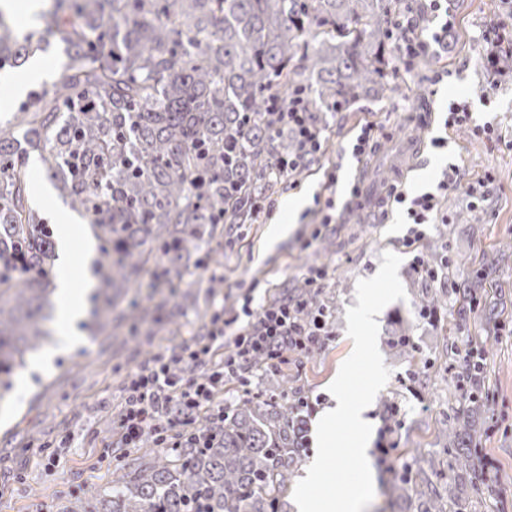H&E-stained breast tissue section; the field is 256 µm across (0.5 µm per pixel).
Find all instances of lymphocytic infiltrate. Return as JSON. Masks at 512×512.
Segmentation results:
<instances>
[{"mask_svg":"<svg viewBox=\"0 0 512 512\" xmlns=\"http://www.w3.org/2000/svg\"><path fill=\"white\" fill-rule=\"evenodd\" d=\"M497 14L484 25V66L498 71L502 56H512V0H500ZM448 0H413L388 18L397 70L413 74L417 62L448 48ZM272 118L279 128L292 130L297 139L293 154L278 157L260 176L278 183L306 165L320 152L324 139L309 113L297 104L282 105L279 93L268 96ZM459 168L449 165L436 191L409 195L403 186L389 190L390 203L402 207L410 232L421 238L422 225L444 218L441 199L457 190ZM305 300L274 297L253 311L242 305L239 313L225 315L214 307L203 333L157 352L147 363L129 371L121 390V408L113 422V441L104 447L99 462L111 461L113 450L129 454L145 439L158 448H205L224 426V405L216 397L228 384L243 396H253L258 370H276L293 354L323 348L332 338L330 312L319 306L312 320H304ZM206 417L208 428L197 427Z\"/></svg>","mask_w":512,"mask_h":512,"instance_id":"obj_1","label":"lymphocytic infiltrate"}]
</instances>
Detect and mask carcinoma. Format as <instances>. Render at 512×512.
Instances as JSON below:
<instances>
[{
	"instance_id": "obj_1",
	"label": "carcinoma",
	"mask_w": 512,
	"mask_h": 512,
	"mask_svg": "<svg viewBox=\"0 0 512 512\" xmlns=\"http://www.w3.org/2000/svg\"><path fill=\"white\" fill-rule=\"evenodd\" d=\"M61 35L67 57L61 87L24 106L22 147L14 124L0 125V388L44 328L54 293L52 230L29 203V150L60 196L94 216L97 253L90 317L99 331L151 310L128 297L153 270V288H173L183 261L213 239L218 225L242 224L224 190L255 187L259 172L295 143L274 134L267 95L298 96L305 111L347 110L383 90L390 50L385 0H54L41 15ZM48 46L18 41L0 12V66ZM25 272H20L17 262ZM492 258L469 270L457 302L484 301ZM442 289H425L434 311ZM391 346L413 349L409 329ZM286 404L249 400L224 416L210 448H161L145 467L123 473L109 492L78 499L72 512H288L298 471L300 431ZM483 420L477 400L441 431L472 474L471 444ZM407 479L387 486L389 512H401Z\"/></svg>"
}]
</instances>
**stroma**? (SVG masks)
Instances as JSON below:
<instances>
[{"mask_svg":"<svg viewBox=\"0 0 512 512\" xmlns=\"http://www.w3.org/2000/svg\"><path fill=\"white\" fill-rule=\"evenodd\" d=\"M498 5V0H454L447 53L419 61L413 75L388 74L389 88L382 96L361 99L344 112L324 113L325 146L280 187L271 219L220 225L217 237L205 247L210 255L207 266L187 261L175 294L164 297L139 288L143 303H165L169 321L142 325L130 342L119 330L92 337L81 322H74L79 347L57 353L46 368L26 366L14 378L12 387L0 395V512H35L41 503L52 512H70L76 485L90 477V464L112 439V418L119 410L126 373L164 347L202 332L214 305H223L230 314L246 297L257 308L269 296L296 294L306 284L308 268L316 265L327 272L318 298L332 314V339L309 355L289 357L284 367L286 386H277L269 372L253 384L279 404L302 395L315 398L316 410L333 406L328 386L353 350L346 333V311L357 304V281L374 276L387 251L402 259L398 275L406 297L388 304L377 316L378 347L391 374L366 412L372 426L368 455L374 476L391 477L388 465L379 460V444L384 441L400 472L413 478L401 504L403 512H417L420 490L428 482L462 484L460 498L445 500L446 512H512V81L490 80L482 66L484 46L479 38ZM7 21L21 35L49 37L51 47L43 55L49 63L45 80L19 99L0 92V122L21 105L33 104L37 95L53 91L64 75L63 45L58 36H47L42 20L24 26L11 13ZM459 98L469 99L473 124L497 117V134L477 137L470 126L445 128L446 106ZM367 123L379 129L372 152L360 161L341 156V149ZM436 137L445 138V147L432 146ZM451 163L459 168L461 187L443 202L448 223L426 226L425 238L408 248L409 226L403 212L382 211L388 190L400 183L414 195L433 190ZM29 171L31 205L39 217L56 231L58 214L71 213L78 236L67 264L78 287L91 288L90 217L72 213L37 164H30ZM332 171L338 174L333 184L327 181ZM488 172L495 180L487 199L471 209L464 187ZM355 184L360 195L353 199L349 191ZM299 198L304 199V207L289 214V202ZM330 199H347L351 206L340 223L324 228L320 208ZM275 224L288 225L289 230L273 242L269 232ZM416 250L447 254L456 272L443 285L447 291L462 287L469 267L505 252V260L488 271L485 311L461 318L449 303L439 310L437 322L421 320L417 306L424 283L410 268ZM489 312L501 316L499 327L491 331L483 324ZM400 323L411 330L415 356L399 354L389 344ZM455 346L480 349L487 357V389L478 395L485 422L476 454L478 462L495 466V477L489 481L446 468L447 451L437 437L440 424L449 422L469 399L456 371L449 368ZM388 396L398 402L393 419L383 404ZM105 398L110 405L103 409L99 403ZM64 437L70 445L63 449L59 442ZM53 452L60 453L61 462L58 472L51 474L44 471L42 459ZM154 453L148 440L139 450L113 460L97 477H90L95 494L104 493L120 471L148 462ZM432 458L443 461L440 473L430 471Z\"/></svg>","mask_w":512,"mask_h":512,"instance_id":"1","label":"stroma"}]
</instances>
